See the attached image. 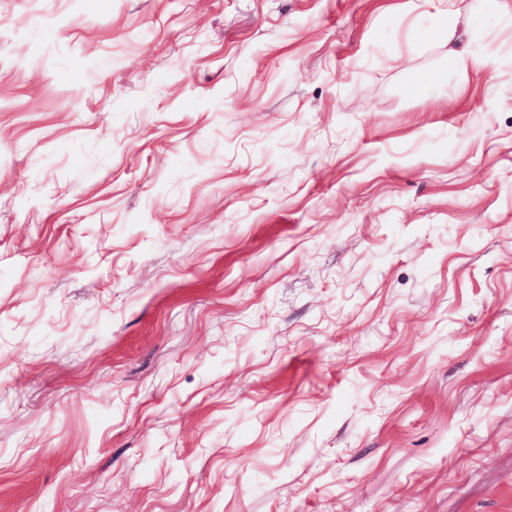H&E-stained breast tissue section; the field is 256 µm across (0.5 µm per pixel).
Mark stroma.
Segmentation results:
<instances>
[{
    "label": "stroma",
    "instance_id": "1",
    "mask_svg": "<svg viewBox=\"0 0 512 512\" xmlns=\"http://www.w3.org/2000/svg\"><path fill=\"white\" fill-rule=\"evenodd\" d=\"M0 512H512V0H0Z\"/></svg>",
    "mask_w": 512,
    "mask_h": 512
}]
</instances>
